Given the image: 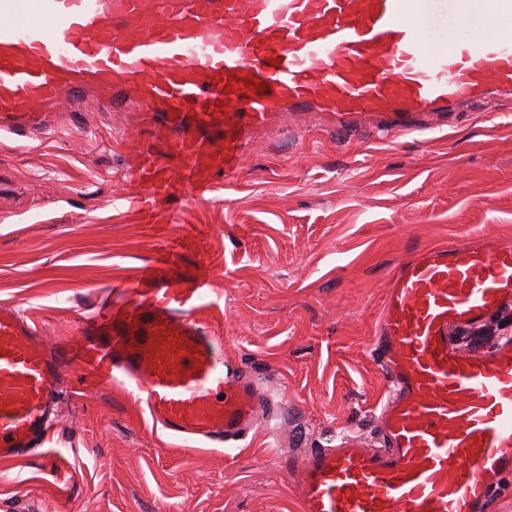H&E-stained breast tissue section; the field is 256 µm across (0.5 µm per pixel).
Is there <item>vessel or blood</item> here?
Listing matches in <instances>:
<instances>
[{
	"mask_svg": "<svg viewBox=\"0 0 512 512\" xmlns=\"http://www.w3.org/2000/svg\"><path fill=\"white\" fill-rule=\"evenodd\" d=\"M452 20L463 33L442 37ZM497 95H512V0H0V136L41 138L85 99L132 113L137 135L113 142L119 201L163 236L170 199L232 186L255 137L288 116L398 138L445 131ZM173 270L145 266L56 347L0 304V460L45 442L66 367L145 401L184 447L243 440L262 396L197 317L209 281ZM505 308L512 245L496 238L395 268L376 338L382 447L343 430L281 456L303 512H483L512 476V343L464 351L449 332Z\"/></svg>",
	"mask_w": 512,
	"mask_h": 512,
	"instance_id": "obj_1",
	"label": "vessel or blood"
}]
</instances>
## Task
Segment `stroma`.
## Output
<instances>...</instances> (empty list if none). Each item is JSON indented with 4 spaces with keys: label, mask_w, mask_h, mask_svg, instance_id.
Segmentation results:
<instances>
[{
    "label": "stroma",
    "mask_w": 512,
    "mask_h": 512,
    "mask_svg": "<svg viewBox=\"0 0 512 512\" xmlns=\"http://www.w3.org/2000/svg\"><path fill=\"white\" fill-rule=\"evenodd\" d=\"M62 122L34 147L0 140V304L53 343L72 341L97 298L120 297L162 251L117 204L126 164L111 140L131 116ZM167 208L172 238L206 230L181 270L211 277L200 315L272 398L279 430L229 453L188 449L135 401L71 396L67 370L44 447L0 461V512H301L280 449L325 448L344 428L378 442L374 334L395 267L475 234L512 244V102L485 101L425 139L339 141L308 121L296 137L258 138L230 191Z\"/></svg>",
    "instance_id": "1"
}]
</instances>
